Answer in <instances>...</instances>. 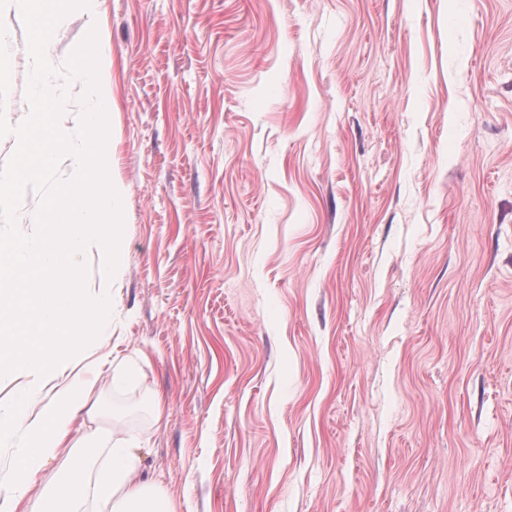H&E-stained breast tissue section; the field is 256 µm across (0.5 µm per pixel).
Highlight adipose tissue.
<instances>
[{"instance_id": "ef3b65f1", "label": "adipose tissue", "mask_w": 512, "mask_h": 512, "mask_svg": "<svg viewBox=\"0 0 512 512\" xmlns=\"http://www.w3.org/2000/svg\"><path fill=\"white\" fill-rule=\"evenodd\" d=\"M15 14L30 23L29 56L36 78L26 119L16 134L18 169L0 175V206L33 189L43 172L67 160L69 175L53 192L44 213V241L31 246L19 239L0 244V373L24 365L30 383L22 402L40 400L36 412H19L0 440L17 441V462L0 482V512H25L23 501L50 463L62 476L51 488L56 512H83L101 502L109 512H175L170 498L141 466L137 447L109 433L96 434L77 450L73 426L87 403L80 377L45 394L43 379L56 371L71 349L97 335L108 311L102 292L112 286V270L122 260L119 248L122 215L112 176L110 118L114 96L107 67L112 48L90 35L77 51L71 73L88 103L82 131L72 138L55 121L57 102L42 82L55 64L57 30L73 14L95 21L100 0H10ZM97 252L102 264L100 294L84 292L75 264L82 251ZM109 451L106 463L92 456Z\"/></svg>"}]
</instances>
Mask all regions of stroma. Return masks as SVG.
<instances>
[{"mask_svg": "<svg viewBox=\"0 0 512 512\" xmlns=\"http://www.w3.org/2000/svg\"><path fill=\"white\" fill-rule=\"evenodd\" d=\"M100 3L45 78L71 123L73 53L112 46L123 261L75 434L137 440L177 512H512V0ZM0 26L7 174L31 73ZM67 174L0 242L39 245Z\"/></svg>", "mask_w": 512, "mask_h": 512, "instance_id": "stroma-1", "label": "stroma"}]
</instances>
